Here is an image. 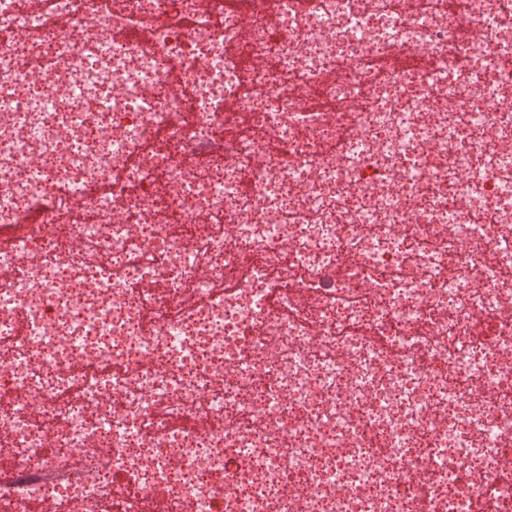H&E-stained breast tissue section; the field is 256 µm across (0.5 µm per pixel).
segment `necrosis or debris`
Returning <instances> with one entry per match:
<instances>
[{
    "instance_id": "4bbe7bcc",
    "label": "necrosis or debris",
    "mask_w": 512,
    "mask_h": 512,
    "mask_svg": "<svg viewBox=\"0 0 512 512\" xmlns=\"http://www.w3.org/2000/svg\"><path fill=\"white\" fill-rule=\"evenodd\" d=\"M276 7L0 0V512H512V0ZM272 0H225V8L239 15L243 27H248L249 20L257 11L267 14L272 24L276 21V15L272 8ZM386 69H397L410 66L423 69L430 65L431 59L424 51H415L412 54H397L384 60Z\"/></svg>"
}]
</instances>
